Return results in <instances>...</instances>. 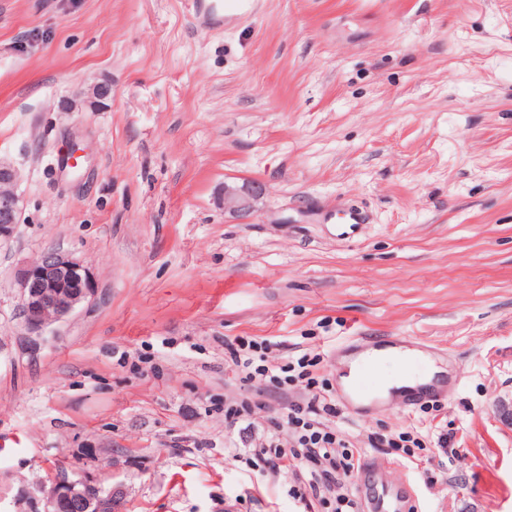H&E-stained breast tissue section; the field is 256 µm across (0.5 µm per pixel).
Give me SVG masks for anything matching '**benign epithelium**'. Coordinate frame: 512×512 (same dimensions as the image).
<instances>
[{
    "label": "benign epithelium",
    "mask_w": 512,
    "mask_h": 512,
    "mask_svg": "<svg viewBox=\"0 0 512 512\" xmlns=\"http://www.w3.org/2000/svg\"><path fill=\"white\" fill-rule=\"evenodd\" d=\"M16 169L0 164V237L21 223V197L17 191ZM266 185L259 180L241 185L224 184V209L244 220L253 212V201L263 196ZM20 311L28 332L37 336L55 323L67 319L95 294L92 274L69 252L48 249L20 269ZM40 512H111L112 497L82 478L61 473L41 490Z\"/></svg>",
    "instance_id": "1"
}]
</instances>
